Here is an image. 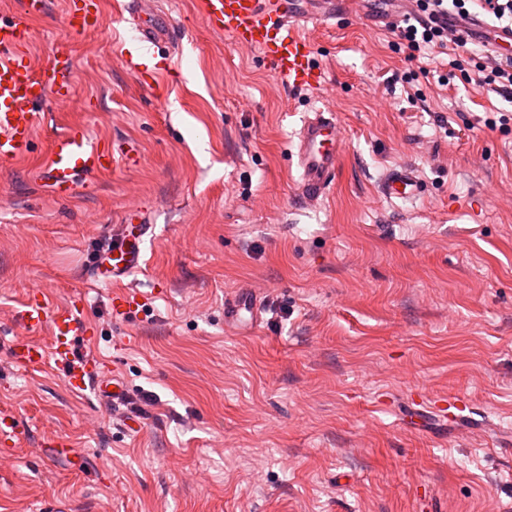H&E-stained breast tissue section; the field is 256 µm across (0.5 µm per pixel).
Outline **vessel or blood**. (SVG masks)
Returning a JSON list of instances; mask_svg holds the SVG:
<instances>
[{
	"label": "vessel or blood",
	"instance_id": "vessel-or-blood-1",
	"mask_svg": "<svg viewBox=\"0 0 512 512\" xmlns=\"http://www.w3.org/2000/svg\"><path fill=\"white\" fill-rule=\"evenodd\" d=\"M129 15L139 33V41L178 48L180 35L161 13L144 12L140 0H131ZM360 0H200V13L209 30L225 35L237 45L258 50L271 70L294 88H318L322 72L315 63V43L302 32L308 22H326L356 9ZM49 0H21L19 8L0 20V161L27 157L33 150L34 130L39 109L47 101L65 96L70 86V70L64 52L56 51L39 69L33 68L23 50L30 37L31 18L44 14ZM69 25L76 31L98 29L101 16L96 0L73 5ZM343 133L335 113L313 112L298 132L296 156L300 171L298 189L303 198L319 199L330 187L342 152ZM124 164L138 166L139 154L110 143L91 140L84 130L72 129L56 136L42 173L47 191L57 199L71 198L86 181ZM386 199L417 200L423 184L408 167L390 169L381 185ZM123 233L112 239L110 263L92 268L97 281L119 285L112 297V308L132 316L142 308L137 292L124 288V281L143 264V247L153 231L141 209L127 211ZM256 297L242 294L224 307V318L235 323L259 321ZM25 334L14 345L12 355L25 368L54 364L63 372L72 391H94L101 400L124 401L125 385L110 373L97 368L90 359H77L78 342L88 339L82 305L72 300L51 306L45 293L31 289L18 313ZM48 329L47 340L34 333ZM30 437L28 426L15 416L0 413V440L20 447Z\"/></svg>",
	"mask_w": 512,
	"mask_h": 512
}]
</instances>
